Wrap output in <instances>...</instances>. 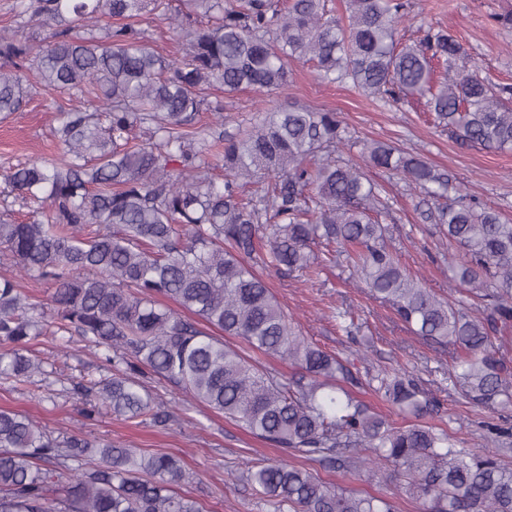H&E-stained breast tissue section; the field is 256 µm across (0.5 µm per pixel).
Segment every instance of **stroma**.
<instances>
[{
  "label": "stroma",
  "mask_w": 512,
  "mask_h": 512,
  "mask_svg": "<svg viewBox=\"0 0 512 512\" xmlns=\"http://www.w3.org/2000/svg\"><path fill=\"white\" fill-rule=\"evenodd\" d=\"M409 2L407 40H415L422 25L450 30L477 62L481 77L512 84V28L495 20L496 15L512 8V0ZM140 26L158 54L183 58L185 48L166 17L144 16ZM27 80L31 97L23 111L0 116V175L19 164L55 156L51 130L57 124L58 109L79 105L78 99L45 88L35 74H28ZM269 105L338 113L351 143L350 156H358L362 142L373 140L421 154L435 169L450 174L484 204L512 219V151L460 146L424 103L384 102L349 84H324L310 64H292L287 86L273 95L263 97L243 90L225 96L223 126H216L211 112L202 111L194 115L188 129L198 143L209 144L217 133L236 134L246 129L257 119L258 109ZM364 172L388 200L394 218L389 237L401 265L420 276L427 287L449 294L454 287L449 267L460 261L461 250L448 242L438 226L423 218L419 192L410 189L399 174L371 165L365 166ZM269 285L302 336L348 360L361 380L354 395L390 423L405 426L409 420L384 401L369 381L377 375L403 373L418 381L437 402L425 424L446 430L471 453L492 449L491 426H512V407L475 406L465 399L453 370L457 350L438 347L410 332L388 305L351 280L348 268L338 265L312 279L297 272L274 274ZM347 309L354 312L357 324L350 335L339 327V315ZM29 348L43 370L23 384L0 380V408L28 413L58 437L81 433L180 457L185 476L174 489L197 499L206 512H269L246 472L252 464L282 458L280 449L150 374L143 376V384L157 402L173 410L175 422L161 426L149 418L125 421L105 407L90 411L73 385L111 377V367L100 360L96 348L77 335L65 346L41 336L31 340ZM323 477L352 490L392 499L398 512H425L424 502L408 495L387 466L371 471H327Z\"/></svg>",
  "instance_id": "stroma-1"
}]
</instances>
